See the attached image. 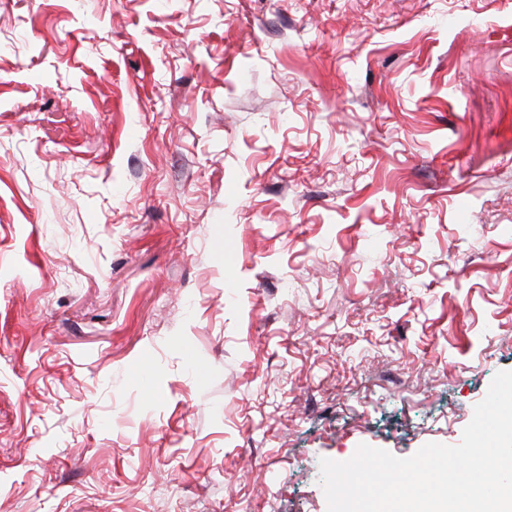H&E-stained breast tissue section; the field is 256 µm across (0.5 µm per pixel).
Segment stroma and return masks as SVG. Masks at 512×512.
Segmentation results:
<instances>
[{"instance_id": "obj_1", "label": "stroma", "mask_w": 512, "mask_h": 512, "mask_svg": "<svg viewBox=\"0 0 512 512\" xmlns=\"http://www.w3.org/2000/svg\"><path fill=\"white\" fill-rule=\"evenodd\" d=\"M512 371V0H0V512H328Z\"/></svg>"}]
</instances>
